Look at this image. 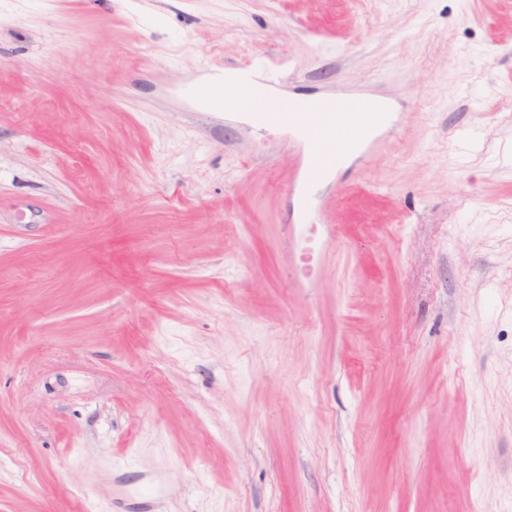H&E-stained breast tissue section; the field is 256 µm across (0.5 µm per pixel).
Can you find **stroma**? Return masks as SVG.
Returning <instances> with one entry per match:
<instances>
[{"instance_id":"1","label":"stroma","mask_w":512,"mask_h":512,"mask_svg":"<svg viewBox=\"0 0 512 512\" xmlns=\"http://www.w3.org/2000/svg\"><path fill=\"white\" fill-rule=\"evenodd\" d=\"M507 145L512 0H0V512H512ZM254 77L251 72H240L237 80L230 85L209 87L204 86L196 90V97L200 108H207L211 105L224 103L237 106H225L224 109L235 112H248L238 106L251 108L255 101ZM317 100H299L294 112H288L293 109L289 103L280 104V108L270 105L268 112H252L256 125L274 118L301 128L307 145L301 168L302 188L298 192L302 221L310 211L308 190L345 168L353 151L364 152L387 117V112L370 99L337 96L319 100L314 117L310 107ZM280 109L284 112H279ZM302 112L310 122L315 118L314 123L306 124Z\"/></svg>"}]
</instances>
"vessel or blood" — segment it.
I'll return each mask as SVG.
<instances>
[{
  "instance_id": "b4317fda",
  "label": "vessel or blood",
  "mask_w": 512,
  "mask_h": 512,
  "mask_svg": "<svg viewBox=\"0 0 512 512\" xmlns=\"http://www.w3.org/2000/svg\"><path fill=\"white\" fill-rule=\"evenodd\" d=\"M253 80L252 73L244 71L233 84L202 87L196 92L199 105L206 108L224 103L252 108ZM386 117V112L372 100L337 96H327L317 102L315 121L310 125L305 123L302 113L282 112L274 105L264 112L254 111L252 115L258 125L274 118L300 126L307 145L301 168L302 187L298 193L299 212L304 216L310 211V188L345 168L352 152L365 151Z\"/></svg>"
}]
</instances>
